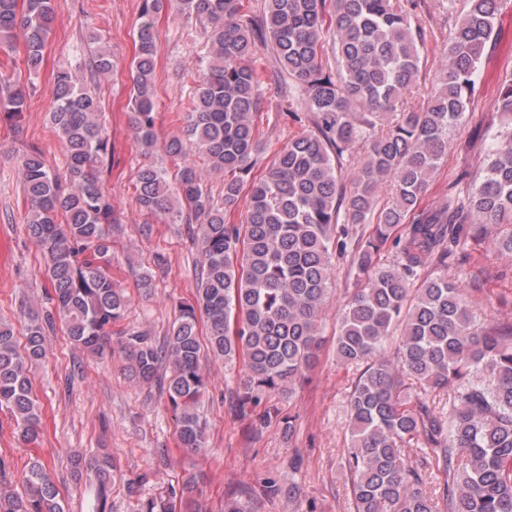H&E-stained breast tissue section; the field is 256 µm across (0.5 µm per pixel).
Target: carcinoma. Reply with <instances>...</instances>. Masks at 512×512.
Segmentation results:
<instances>
[{
  "mask_svg": "<svg viewBox=\"0 0 512 512\" xmlns=\"http://www.w3.org/2000/svg\"><path fill=\"white\" fill-rule=\"evenodd\" d=\"M448 37L435 87L418 94V0H266L264 16L241 19L240 0H143L137 27L131 128L142 154L162 149L181 160L175 182L155 163L136 174V201L157 217L187 211L199 223L200 276L195 300L179 306L163 345L122 330L121 350L133 377L162 385L178 421L181 447H203L198 407L208 388L200 359L207 351L242 363L237 410L248 415L272 395L292 392L321 345V315L334 275L332 253L355 241L352 270L365 280L345 304L336 360L366 368L350 400L351 447L344 468L356 512H512V326L481 330L459 279L448 275V249H467L471 232L506 224L500 251L512 255V75L501 82L497 143L470 188L467 202L427 210L421 199L448 156L449 134L475 93V76L492 38L500 0H467ZM176 9L210 24L209 59L194 79L182 136H156V21ZM54 19L53 0H0V48L24 42V64L39 72ZM271 45L301 97L312 129L288 142L254 175L261 110L259 76L251 61L256 39ZM98 75L112 71L106 49L95 54ZM51 119L64 148L63 170L38 149L16 158L30 200L25 224L40 248L65 333L78 347L103 355L112 327L130 299L112 285V201L99 169L112 158L96 96L76 74L58 70ZM27 96L0 97V114L20 133ZM361 143L365 156L343 177L340 158ZM210 170L231 174L214 200L192 153ZM390 205L376 210L382 185ZM245 205L240 223L231 221ZM392 242L397 263L380 251ZM207 323L201 344L199 321ZM401 328L396 355L385 347ZM55 330L51 312H31L24 345L0 323V407L10 409L18 437L41 434L28 366L45 356ZM414 381L407 385L404 379ZM442 394L447 414L428 400ZM421 445L410 460L404 445ZM74 473L100 491L111 477L109 453L76 454ZM442 474L439 491L428 471ZM23 492L0 486V512H64L44 464L32 460Z\"/></svg>",
  "mask_w": 512,
  "mask_h": 512,
  "instance_id": "cac0c4a2",
  "label": "carcinoma"
}]
</instances>
